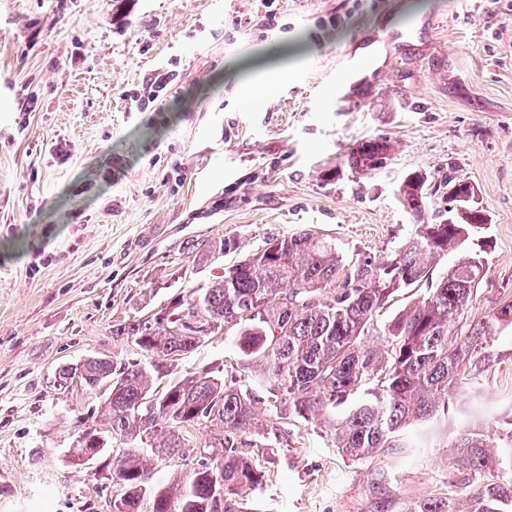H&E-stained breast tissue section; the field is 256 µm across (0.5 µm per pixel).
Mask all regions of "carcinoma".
<instances>
[{"label":"carcinoma","instance_id":"cac0c4a2","mask_svg":"<svg viewBox=\"0 0 512 512\" xmlns=\"http://www.w3.org/2000/svg\"><path fill=\"white\" fill-rule=\"evenodd\" d=\"M391 144L384 137L359 141L344 165L361 174L378 169ZM434 186L424 172L408 174L400 202L416 221L415 234L383 262L347 260L336 243L310 232L271 239L206 282L145 304L112 326V335L137 347L148 363L92 356L63 365L58 385L79 379L104 393L108 429L77 421L69 452L73 463L87 453L102 460L121 493L112 503L123 512H242L244 496L263 485L246 447L288 443L278 426L258 424L257 404L277 418L315 420L336 448L354 462L390 448H404L411 426L431 428L453 417L470 421L482 405V376L500 357L498 330L512 329V302L477 322L466 311L486 266L479 250L464 252L431 283L418 301L384 326L382 347L367 344L378 314L391 298L429 279L436 259L459 249L486 221L475 187L449 186L448 218L425 220ZM220 238L192 243L196 269L231 250ZM231 337L253 389L210 368L172 376L173 363L219 332ZM362 398L354 404L356 394ZM348 405L341 420L336 410ZM209 431L200 445L184 442L183 429ZM119 439L127 451L109 456ZM452 448L472 476L452 497L419 499L403 512H512V412L490 431L477 424L461 430ZM197 463L172 481L150 484L141 453Z\"/></svg>","mask_w":512,"mask_h":512}]
</instances>
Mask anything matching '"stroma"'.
Instances as JSON below:
<instances>
[{
  "label": "stroma",
  "instance_id": "obj_1",
  "mask_svg": "<svg viewBox=\"0 0 512 512\" xmlns=\"http://www.w3.org/2000/svg\"><path fill=\"white\" fill-rule=\"evenodd\" d=\"M430 2L135 0L120 13L112 0H0V512H110L119 489L101 461L66 460L76 418L106 428L103 397L55 375L95 354L140 360L112 327L185 288L193 242L236 239L217 273L300 231L383 260L415 233L397 188L423 171L472 183L488 220L469 318L512 300V0H449L417 32L419 57L351 87L352 103L336 94L342 76L385 63L370 42L381 19L408 24ZM277 56L276 89L245 105L239 65ZM374 136L392 145L383 165L343 167ZM499 349L489 429L512 411V338ZM235 363L217 335L174 369ZM286 427L277 455L250 450L264 485L244 512H401L467 480L452 428L355 463L326 428Z\"/></svg>",
  "mask_w": 512,
  "mask_h": 512
}]
</instances>
